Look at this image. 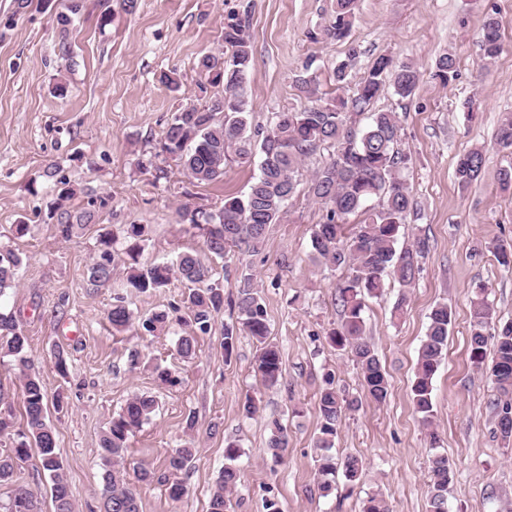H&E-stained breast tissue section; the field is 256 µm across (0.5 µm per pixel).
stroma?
<instances>
[{"mask_svg": "<svg viewBox=\"0 0 512 512\" xmlns=\"http://www.w3.org/2000/svg\"><path fill=\"white\" fill-rule=\"evenodd\" d=\"M70 35L54 16L61 0H0V249L23 259L17 287L0 296V308L15 312L28 338L30 371L48 392L69 398L64 411L48 408L76 512H99L104 466L100 438L113 414L136 395L158 407L151 421L131 436L127 471L161 470L172 450L194 442L198 452L181 478L188 493L169 500L160 485L142 490L140 512H208L211 489L225 464L224 448H240L241 471L230 495L232 512H361L367 495L382 494L392 512H428L432 452L448 456L454 477L448 512H512V442L496 431L493 403L498 396L489 376L469 361L471 299L484 286L499 323L512 321V274L496 261L492 246L512 240V200L497 174L512 164L499 150L495 133L504 113H512V0H358L353 39L362 54L354 68L363 76L382 55L411 62L421 77L411 98L385 92L377 108L396 112L400 146L412 163L405 176L420 209L419 220L404 225L400 246L416 237L429 240L420 272L409 289L386 280L382 296L368 299L366 330L387 372L384 404L364 402L346 415L335 440L336 455L354 454L366 475L354 487L337 482L322 494L315 479L314 442L320 417L317 393L324 373L335 375L338 390L362 393L360 370L349 353L331 349L325 333L339 320L335 301L339 272L314 263L312 235L322 211L299 185L287 219L271 226L261 252L230 253L218 259L203 246L202 233L181 223L182 204L219 209L228 193H246L257 166L229 159L220 183L190 181L174 163L165 178L138 167L153 153L172 112L202 104L215 92L198 68L199 58L221 50L225 24L249 26L254 69L248 85L250 126H266L274 112L297 109L306 100L297 81L315 72L321 91L335 93L333 69L343 59L340 43L314 42L311 32L328 24L334 0H82ZM111 12L112 21L100 17ZM500 26L502 51L483 62L479 37L487 15ZM69 40L72 53L61 59ZM456 59L449 84L433 79L437 59ZM176 70L180 87L170 91L161 73ZM66 82L65 95L54 87ZM475 101L468 115L467 101ZM485 153L480 179L461 189L454 179L459 156ZM73 195L70 210L94 209L95 223L77 228L71 240L57 237L50 218L61 184ZM30 224L23 237L13 224ZM145 224L149 233L139 257L146 265L182 251H196L212 266L225 298H235L240 278L252 275L266 306L270 338L282 355L284 383L265 388L254 371L258 346L239 336L225 355V325L237 313L224 309L186 359L177 351L184 328L171 322L147 333L141 326L116 333L106 313L122 293L125 268L109 283L94 287L87 278L98 235ZM404 313L394 316L399 297ZM439 302L452 311L448 345L432 390L438 449L415 412L410 388L425 336L428 315ZM139 351L130 368L128 354ZM68 357L60 376L54 355ZM171 370L176 385L162 383L156 367ZM260 401L250 418L241 412L246 395ZM194 429H187V416ZM288 433L281 459L267 451L273 423Z\"/></svg>", "mask_w": 512, "mask_h": 512, "instance_id": "obj_1", "label": "stroma"}]
</instances>
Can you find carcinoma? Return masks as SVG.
Returning a JSON list of instances; mask_svg holds the SVG:
<instances>
[{
    "instance_id": "1",
    "label": "carcinoma",
    "mask_w": 512,
    "mask_h": 512,
    "mask_svg": "<svg viewBox=\"0 0 512 512\" xmlns=\"http://www.w3.org/2000/svg\"><path fill=\"white\" fill-rule=\"evenodd\" d=\"M64 10L56 16L62 32L74 25L81 10L79 0H64ZM357 0H336L335 16L313 39L325 42L346 41L351 36ZM224 50L203 55L199 67L210 84L223 91L202 105L186 104L171 114L160 140V150L144 154L139 166L149 171L156 168L155 159L163 155L176 162L183 173L200 183L224 180V168L229 153L242 164L260 155V173L247 193L224 196L221 208L210 211L178 209L181 221L202 231L204 247L224 257L228 250L242 255L258 253L269 228L279 224L288 213V204L299 185L307 161L322 150L327 156L308 170V193L324 210L323 222L315 225L312 247L321 262L333 269L345 268L347 273L336 284V301L341 307V320L326 335L330 347L346 350L360 369L365 397L376 403L386 400L389 392L387 374L366 337L363 317L366 300L382 294L385 278L391 277L401 287L413 285L420 266L419 259L429 248L426 238H417L402 251H397L400 228L408 218L418 214L404 173L411 155L398 147L400 127L396 113L375 112L376 98L385 86L394 88L402 99L411 97L419 82L420 72L411 63H395L387 56L378 58L367 74L354 83L348 96H332L320 91L316 74L298 79L301 93L308 104L298 110L275 112L267 123L263 136L255 140L248 134V101L245 88L253 69V54L249 26L239 21L224 26ZM483 59L494 60L502 50L498 22L488 16L481 31ZM359 56L358 45L351 42L346 59L334 68L336 86L351 84L352 70ZM455 74V61L444 54L436 61L434 78L448 83ZM368 112L371 122L355 128L353 116ZM496 144L512 149V114L500 123ZM485 164L482 149L475 148L462 155L454 175L465 189L480 177ZM73 191L63 188L58 194L56 232L67 241L74 227L90 224L94 212L74 213L66 207ZM377 200L375 207L369 205ZM361 220L350 223V217ZM126 246L123 253L115 250L116 238L110 231L99 235L94 257L88 267V281L93 286L109 282L112 269L120 262L127 264L125 282L129 295L157 291L178 277L186 288L181 305L173 312H184L179 321L191 325V331L181 337L178 352L185 358L195 353L198 334H207L215 316L224 310V289L214 280L213 268L202 263L197 254L181 252L171 260L155 261L138 266L137 257L145 235V225L127 224L122 230ZM500 266L512 272V244L500 242L493 246ZM22 258L12 251L0 252V296L14 288ZM237 310L238 324L259 344L255 372L263 385L272 388L283 379L282 357L278 346L269 339L266 308L255 290L253 277L246 275L238 285L236 299L229 301ZM472 322L469 338V358L477 369H483L488 344H493L495 359L489 369L499 392L495 404L497 430L508 440L512 438V324L490 333L494 310L478 296L471 301ZM112 329L122 333L135 323L129 302L120 297L107 311ZM169 313L158 312L142 320V327L154 333L166 327ZM452 312L445 302L436 303L429 314V324L419 350L411 400L422 423L429 428L430 447L436 448L439 436L433 428L434 410L432 384L447 346ZM28 339L13 312L0 311V358L9 357L22 375V423L12 414L0 413V439L9 441V448L0 452V485L12 487L5 512H37V495L28 486L15 480L16 470L35 448L43 470L50 479L49 493L53 512H75L70 486L57 452L54 428L46 421L47 389L43 382L29 373ZM156 400L147 395L134 396L112 416L104 431L101 457L105 471L101 492L100 512H139V487L158 484L165 487L172 501L180 500L186 486L180 473L193 460L196 448L183 446L172 452L162 471L143 469L135 480L127 477L124 467L128 439L147 424L156 410ZM362 406L359 397H347L336 390L332 375L324 378L319 390L318 408L321 418L315 441L318 487L329 494L336 487V478L343 476L354 486L365 471L363 459L354 454L338 457L332 452L335 439L348 412ZM288 446V437L279 423H274L268 442L272 457H280ZM239 457L234 445L225 448L228 464L211 491L208 512H229L228 493L240 481V469L233 464ZM453 470L448 457L434 454L430 460L429 512H448L446 493Z\"/></svg>"
}]
</instances>
